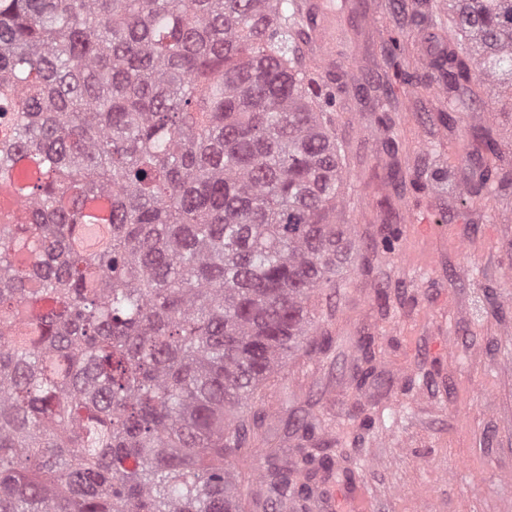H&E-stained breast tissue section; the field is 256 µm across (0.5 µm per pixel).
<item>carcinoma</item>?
I'll return each instance as SVG.
<instances>
[{
	"label": "carcinoma",
	"mask_w": 512,
	"mask_h": 512,
	"mask_svg": "<svg viewBox=\"0 0 512 512\" xmlns=\"http://www.w3.org/2000/svg\"><path fill=\"white\" fill-rule=\"evenodd\" d=\"M436 9L448 111L512 86V0ZM305 26L299 0H0V185L24 181L0 208V512H287L355 484L313 414L291 458L256 447L269 383L288 399V359L331 348L319 305L356 247L342 88ZM404 55L387 41L407 84ZM492 177L512 184L489 165L461 200ZM252 454L263 498L234 466Z\"/></svg>",
	"instance_id": "carcinoma-1"
}]
</instances>
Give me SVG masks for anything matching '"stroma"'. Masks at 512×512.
Segmentation results:
<instances>
[{"label":"stroma","mask_w":512,"mask_h":512,"mask_svg":"<svg viewBox=\"0 0 512 512\" xmlns=\"http://www.w3.org/2000/svg\"><path fill=\"white\" fill-rule=\"evenodd\" d=\"M335 75L344 86L337 133L347 144L346 214L361 243L385 227L402 235L391 253L361 251L338 290L327 354L289 362L294 407L313 404L322 442L364 466L369 512H507L512 505V190L463 204L431 175L469 182L486 159L482 133L512 158V100L441 112L433 33L396 25L391 0H362L344 13ZM398 31L415 86L397 88L393 134L400 167L385 166V134L371 122L383 30ZM375 339L376 374L388 396L356 389L362 337ZM268 391L264 409L285 448L298 445L293 409Z\"/></svg>","instance_id":"1"}]
</instances>
